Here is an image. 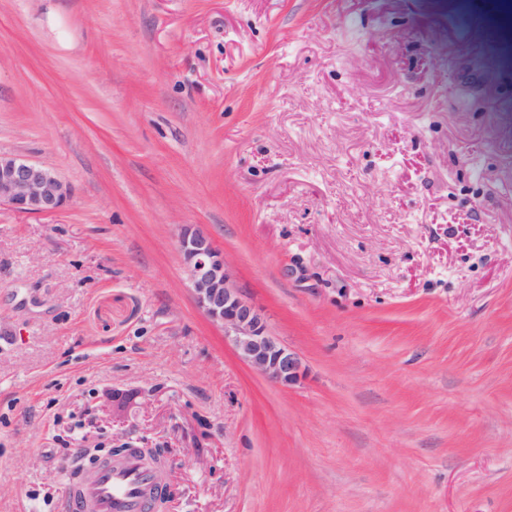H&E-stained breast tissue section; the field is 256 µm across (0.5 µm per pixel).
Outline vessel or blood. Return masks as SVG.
Instances as JSON below:
<instances>
[{
	"mask_svg": "<svg viewBox=\"0 0 512 512\" xmlns=\"http://www.w3.org/2000/svg\"><path fill=\"white\" fill-rule=\"evenodd\" d=\"M157 467L136 451L95 461L67 484L70 512H151L160 494Z\"/></svg>",
	"mask_w": 512,
	"mask_h": 512,
	"instance_id": "b4317fda",
	"label": "vessel or blood"
}]
</instances>
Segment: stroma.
<instances>
[{
    "label": "stroma",
    "mask_w": 512,
    "mask_h": 512,
    "mask_svg": "<svg viewBox=\"0 0 512 512\" xmlns=\"http://www.w3.org/2000/svg\"><path fill=\"white\" fill-rule=\"evenodd\" d=\"M504 0H0V512H64L85 444L162 448L167 512H512ZM214 238L300 358L197 308ZM72 190L50 168L0 154V204L31 214L52 213L71 199ZM178 249L197 308L224 330L239 359L273 385L295 384L299 359L272 336L262 309L243 295L213 237L199 227H183Z\"/></svg>",
    "instance_id": "stroma-1"
}]
</instances>
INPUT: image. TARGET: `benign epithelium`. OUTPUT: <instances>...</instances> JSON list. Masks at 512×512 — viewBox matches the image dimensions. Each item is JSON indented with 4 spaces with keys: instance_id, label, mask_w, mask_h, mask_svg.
<instances>
[{
    "instance_id": "1",
    "label": "benign epithelium",
    "mask_w": 512,
    "mask_h": 512,
    "mask_svg": "<svg viewBox=\"0 0 512 512\" xmlns=\"http://www.w3.org/2000/svg\"><path fill=\"white\" fill-rule=\"evenodd\" d=\"M71 196L69 184L50 168L0 154V204L46 214L61 209ZM178 249L197 308L224 330L239 359L273 385L295 384L301 373L299 359L270 333L262 309L243 295L213 237L186 226L178 235Z\"/></svg>"
}]
</instances>
